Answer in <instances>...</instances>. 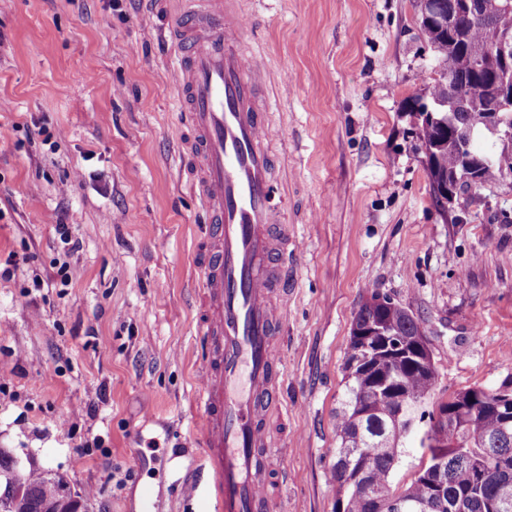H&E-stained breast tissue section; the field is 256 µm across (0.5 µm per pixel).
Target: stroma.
<instances>
[{
	"label": "stroma",
	"mask_w": 512,
	"mask_h": 512,
	"mask_svg": "<svg viewBox=\"0 0 512 512\" xmlns=\"http://www.w3.org/2000/svg\"><path fill=\"white\" fill-rule=\"evenodd\" d=\"M267 61L296 249L272 434L277 512H334L336 405L376 290L421 320L435 401L512 376V176L434 203L415 113L418 0H243ZM177 0H0V448L87 512H194L204 215L176 106ZM78 241L62 252L55 226Z\"/></svg>",
	"instance_id": "1"
}]
</instances>
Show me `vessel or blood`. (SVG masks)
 <instances>
[{
    "label": "vessel or blood",
    "instance_id": "b4317fda",
    "mask_svg": "<svg viewBox=\"0 0 512 512\" xmlns=\"http://www.w3.org/2000/svg\"><path fill=\"white\" fill-rule=\"evenodd\" d=\"M235 0H182L170 34L177 103L189 131L190 189L208 217L192 394L202 467L190 497L209 512H272L266 417L280 407L285 366L277 328L291 241L275 202L279 158L258 100L264 63L245 41Z\"/></svg>",
    "mask_w": 512,
    "mask_h": 512
}]
</instances>
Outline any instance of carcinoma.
<instances>
[{
	"label": "carcinoma",
	"mask_w": 512,
	"mask_h": 512,
	"mask_svg": "<svg viewBox=\"0 0 512 512\" xmlns=\"http://www.w3.org/2000/svg\"><path fill=\"white\" fill-rule=\"evenodd\" d=\"M461 0H437L438 7L454 14L462 40L448 47V31L420 22L425 41L435 53L429 97L408 103L410 110L428 105L435 119L448 124L443 131L429 120H421V147L432 149L427 162L432 195L441 203L440 182L462 172L454 129L482 131L484 114L479 109L487 98L488 78L475 72L476 60L493 48L500 31L512 32V9L501 8V0H474L466 10ZM470 151L488 158L481 168L482 182L512 175V147L483 151L470 143ZM379 293L370 292L353 318L344 361L347 384L336 408V448L332 450V475L337 486L336 512H377L373 499L389 503V512H512V423H505L496 405L512 400V378L497 387H476L484 397L480 411L461 419L455 404H448V423L435 421V411L425 406L437 383L434 361L429 367L395 353L384 362L389 385L372 388L375 381L353 364V350L368 346L376 350L382 337H424L418 319L407 308L392 301L377 303ZM405 407L396 417L398 398ZM420 438L424 449L419 469L409 483L398 488L391 475L400 463L407 442ZM444 459L443 471L435 478L433 461ZM15 463L13 454L0 448V496L18 498L17 512H71L61 495L67 481L31 468L25 485L13 488L4 471Z\"/></svg>",
	"instance_id": "carcinoma-1"
}]
</instances>
